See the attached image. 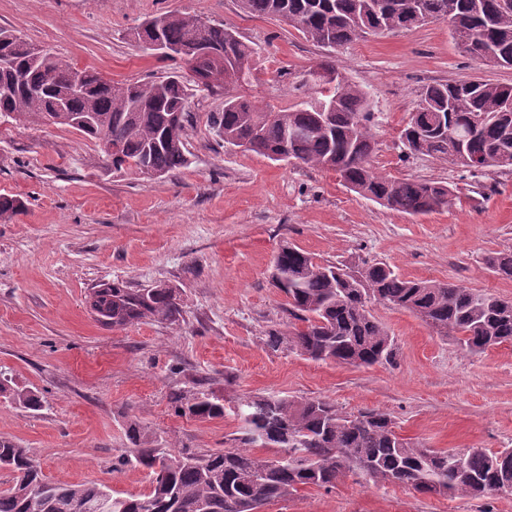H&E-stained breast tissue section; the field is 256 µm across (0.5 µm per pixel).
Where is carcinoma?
I'll return each mask as SVG.
<instances>
[{
	"mask_svg": "<svg viewBox=\"0 0 512 512\" xmlns=\"http://www.w3.org/2000/svg\"><path fill=\"white\" fill-rule=\"evenodd\" d=\"M246 14L288 23L308 41L327 50L385 32L447 21L458 46L485 65L512 67V0H238ZM159 30L163 40L184 50L192 64L193 83L173 72L161 80L119 83L87 72L88 89L68 95L77 67L50 53L35 61L26 40L0 28V53L14 66L0 70V84L25 81L0 98V114L19 125L52 123L73 127L78 116L97 121L78 132L91 140L107 136L117 146L116 172L143 173L148 167L163 176L190 165L187 131L193 122L189 99L194 88L224 93V109L207 116L218 141L268 159L281 152L301 167L332 170L359 196L408 215L428 214L452 204L454 191L442 181L392 177L376 170L372 103L362 87L350 82L333 60L317 69L328 80L327 95L294 109L274 111L251 95L234 91L224 74L197 58L198 44L224 55V63L247 62L255 50L233 30L182 12L155 16L132 30L147 43ZM512 85L485 80L425 85L400 139L410 155L422 154L478 172L512 167ZM485 121L471 130L472 117ZM477 157L470 165L458 153ZM24 206L22 199L0 195V217ZM485 264L512 280V251L488 255ZM273 285L286 298V329H270L265 344L273 351L286 345L312 361L351 366L390 365L396 358L394 338L371 313L384 304L409 311L437 334L454 337L467 350L512 343V301L459 284L405 278L384 263L358 270L316 260L291 245L278 252ZM102 325L123 328L150 319L176 324L182 317L180 289L165 282L133 288L124 281L102 284L98 293ZM176 413L200 421L224 418L223 400L200 391L191 398L171 397ZM234 446L203 453L166 455L150 448L132 422L133 448L122 464L153 472L150 490L118 497L117 512H262L299 490L327 492L349 476L375 484L395 485L429 496L474 499L508 493L512 448L447 451L402 438L389 414L369 409L344 412L326 399L261 397L242 401ZM277 446L262 455L255 444ZM0 469L12 485L0 491V512H83L108 493L95 483L50 481L29 449L0 437Z\"/></svg>",
	"mask_w": 512,
	"mask_h": 512,
	"instance_id": "obj_1",
	"label": "carcinoma"
}]
</instances>
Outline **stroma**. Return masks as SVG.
Here are the masks:
<instances>
[{
    "instance_id": "stroma-1",
    "label": "stroma",
    "mask_w": 512,
    "mask_h": 512,
    "mask_svg": "<svg viewBox=\"0 0 512 512\" xmlns=\"http://www.w3.org/2000/svg\"><path fill=\"white\" fill-rule=\"evenodd\" d=\"M170 11L236 30L254 50L260 79L247 91L287 109L316 96L305 77L327 51L287 23L243 13L237 0H0V26L115 82L158 78L183 61L160 59L127 32ZM336 63L374 106L378 171L445 181L451 207L410 216L347 189L335 172L273 161L219 144L205 115L224 99L196 92L190 165L149 177L113 173L99 143L54 125L0 121V194L24 209L0 219V371L33 391L40 410L0 395V437L29 449L54 482L103 484L142 494L147 470L117 466L137 421L151 447L221 450L254 397L323 398L342 411H384L399 433L430 448H512V344L472 353L414 314L372 305L397 346L393 364L354 367L273 351L265 333L283 327L272 261L283 245L316 259L381 262L423 281L458 283L512 301V280L487 269L512 250V169L473 176L452 163L406 154L399 131L419 90L482 78L512 84V68L472 60L447 22L371 35L336 50ZM182 291L179 324H99L90 288L111 280ZM223 398V419L175 414L172 392ZM264 512H512V495L424 496L348 477L332 491L300 490Z\"/></svg>"
}]
</instances>
